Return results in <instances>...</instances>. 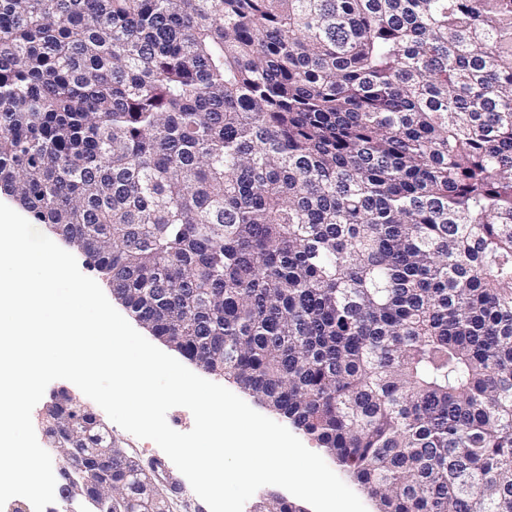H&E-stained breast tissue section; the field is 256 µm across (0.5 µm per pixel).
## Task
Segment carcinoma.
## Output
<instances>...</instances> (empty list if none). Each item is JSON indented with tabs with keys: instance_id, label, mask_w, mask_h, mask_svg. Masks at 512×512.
Listing matches in <instances>:
<instances>
[{
	"instance_id": "carcinoma-1",
	"label": "carcinoma",
	"mask_w": 512,
	"mask_h": 512,
	"mask_svg": "<svg viewBox=\"0 0 512 512\" xmlns=\"http://www.w3.org/2000/svg\"><path fill=\"white\" fill-rule=\"evenodd\" d=\"M0 194L378 512H512V0H0ZM0 203H4L14 209L16 212H18L20 215L25 217L31 224L32 220L29 217V215L24 212L22 209H20L9 197L5 195L0 194ZM35 228L37 227L42 233H44L46 236L52 238L54 242L60 246L62 249L70 252L74 255V257L77 260L78 267L80 271L94 279L102 288L103 292L105 293L106 297L110 301V303L113 305V307L132 325V327L137 330L140 334H142L149 342H151L153 345L164 351L165 353L171 355L175 359H177L180 363H182L185 367H187L189 370L197 374L198 376L207 379L209 381L218 383L233 393H235L237 396H239L241 399H243L252 409L255 411L261 413L262 415L282 424L285 426L291 433H293L296 437H298L302 443L311 451L319 454L325 462L328 464V466L355 492V494L360 498V500L365 505L367 512H376V506L375 502L369 497L366 491H364L360 486H358L345 472L340 470L332 458L325 452L323 448L318 447V445L311 440L309 437L303 435L300 431L293 428L288 422L283 420L281 417L276 415L275 413L271 412L265 405H263L261 402H259L257 399L252 397L247 392H244L239 386L232 380L228 378H224L223 376L212 374L203 368L196 365L194 362L189 361L188 359L184 358L179 352L174 350L169 345L165 344L164 342L156 339L154 336H152L149 331L143 327L138 321H136L131 314L128 312V310L121 304L120 301L115 299V297L112 295L111 288L108 287L106 284V280L95 270L90 268L88 265H86L85 257L76 250L73 246L67 244L63 240H61L56 234H54L51 229L46 226L45 224H32Z\"/></svg>"
}]
</instances>
